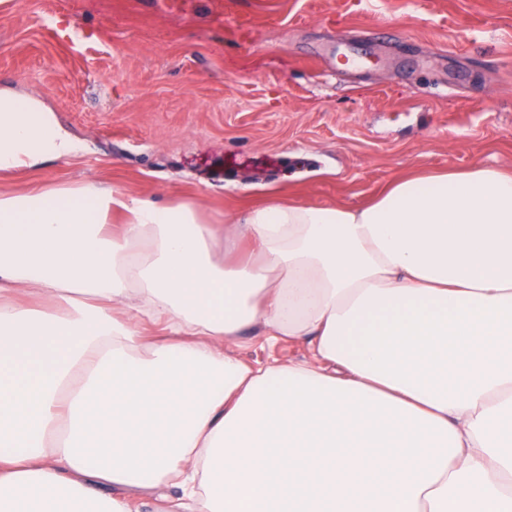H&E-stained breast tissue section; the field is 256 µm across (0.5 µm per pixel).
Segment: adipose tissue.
<instances>
[{
	"label": "adipose tissue",
	"mask_w": 512,
	"mask_h": 512,
	"mask_svg": "<svg viewBox=\"0 0 512 512\" xmlns=\"http://www.w3.org/2000/svg\"><path fill=\"white\" fill-rule=\"evenodd\" d=\"M79 150L0 90V171ZM256 323L308 360L242 362ZM151 479L180 512H512V173L224 225L90 179L0 193V512H126L107 487Z\"/></svg>",
	"instance_id": "obj_1"
}]
</instances>
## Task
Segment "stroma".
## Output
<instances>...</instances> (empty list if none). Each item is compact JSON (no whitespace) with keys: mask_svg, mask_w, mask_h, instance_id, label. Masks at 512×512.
<instances>
[{"mask_svg":"<svg viewBox=\"0 0 512 512\" xmlns=\"http://www.w3.org/2000/svg\"><path fill=\"white\" fill-rule=\"evenodd\" d=\"M0 89L83 146L1 193L93 179L213 224L273 196L359 207L420 170H512V0H0ZM232 349L307 355L256 327Z\"/></svg>","mask_w":512,"mask_h":512,"instance_id":"1","label":"stroma"}]
</instances>
